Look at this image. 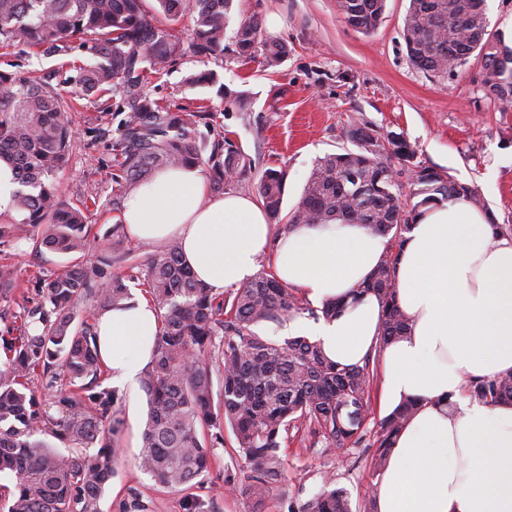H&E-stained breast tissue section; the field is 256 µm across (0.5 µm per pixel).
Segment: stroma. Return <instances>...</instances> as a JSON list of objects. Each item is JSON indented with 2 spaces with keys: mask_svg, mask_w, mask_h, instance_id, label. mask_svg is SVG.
Returning a JSON list of instances; mask_svg holds the SVG:
<instances>
[{
  "mask_svg": "<svg viewBox=\"0 0 512 512\" xmlns=\"http://www.w3.org/2000/svg\"><path fill=\"white\" fill-rule=\"evenodd\" d=\"M408 7L409 0H386L378 28L363 34L343 22L336 0H235L234 17L258 16L267 37L287 44L288 56L278 70L238 59L228 36L223 61L186 55L147 91L189 109L209 105L217 114L216 132L241 146L256 173L285 170L286 207L299 200L316 160L347 148L345 130L361 123L402 134L417 147L418 162L474 184L493 222L512 225V111H503L484 94L476 61L444 78L412 66L402 39ZM59 62L56 56L17 51L0 57V69L40 77L58 88L66 77ZM206 69L213 71V83L190 84L191 75ZM228 88L245 92L247 103L225 98ZM120 103L117 95L79 101L64 189L70 200H95L91 222L97 239H123L142 262L156 253V245L124 238L112 213V144L125 117ZM10 254L18 286L8 300L0 299V311L6 313L0 333L13 314L39 301L37 282L70 262L69 256L35 248L30 240L19 242ZM117 393L124 431L102 512H182V492L157 485L139 466L144 392L121 386ZM374 432V423H366L360 439L341 449L322 441L289 442L286 492L269 498L263 512H297L329 478L347 492L353 512H363L378 491L379 478L369 467ZM229 474L245 479L250 466L233 448H215L211 467L195 489L207 512H249L248 501L226 491Z\"/></svg>",
  "mask_w": 512,
  "mask_h": 512,
  "instance_id": "stroma-1",
  "label": "stroma"
}]
</instances>
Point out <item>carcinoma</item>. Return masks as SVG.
I'll return each instance as SVG.
<instances>
[{
	"mask_svg": "<svg viewBox=\"0 0 512 512\" xmlns=\"http://www.w3.org/2000/svg\"><path fill=\"white\" fill-rule=\"evenodd\" d=\"M0 0V50L64 55L70 43L89 45L94 61L61 63L76 72L74 99L67 101L48 83L0 70V160L7 161L20 188L14 213H0V255L13 243L31 239L49 251L82 255L89 245L88 201L66 199L63 175L72 155L74 101L119 94L127 117L113 143L119 173L112 177V211L121 213L126 195L167 167H201L217 193L234 184L254 186L269 223L290 230L301 224H362L392 244L357 293L375 294L382 308V330L374 355L340 366L321 345L305 336L273 339L253 330L281 327L294 315L336 316V301L313 309L274 273L224 295L197 280L185 265L181 247L171 241L143 269L146 297L160 313L154 360L142 387L148 419L141 436L139 463L156 484L184 491V512H205L188 492L208 471L210 448L231 445L251 465L252 475L231 492L261 506L285 479L283 447L293 434L309 433L332 446L358 439L371 415V388L377 355L405 336L409 319L396 300V265L403 234L427 206L463 200L481 205L478 189L446 172L417 162V150L403 135H385L360 124L346 131L354 145L315 164L296 205L283 212L286 172L264 171L252 184V162L220 135L207 142L197 135L211 127L214 113L172 108L143 87L167 74L191 52L205 59L224 55V32L233 0ZM386 0H336L339 15L358 32L380 24ZM189 16L192 39L185 43L175 25ZM402 36L409 62L443 77L467 62H480L484 92L512 107V45L502 33L490 34L485 0H410ZM238 57H261L267 69L279 67L286 47L263 37L258 17H243L234 31ZM413 172L403 184L393 176L392 159ZM117 243L98 249L90 268L75 261L39 280L43 299L17 315L20 323L0 336V474L15 476L0 485V512H101L100 501L115 475V448L122 432L118 395L103 385L107 373L98 354L93 324L78 306L114 308L129 299L119 271L127 253ZM17 288L16 270L0 264V299ZM38 327V333L30 332ZM221 376L214 392L212 364ZM38 377L43 397L29 388ZM470 396L512 403V373L470 381ZM58 410L43 411V398ZM407 401L375 422L371 469L380 474L394 438L410 419ZM71 445L60 456L44 436ZM96 452L91 453L89 449ZM298 512H352L341 488L326 487Z\"/></svg>",
	"mask_w": 512,
	"mask_h": 512,
	"instance_id": "1",
	"label": "carcinoma"
}]
</instances>
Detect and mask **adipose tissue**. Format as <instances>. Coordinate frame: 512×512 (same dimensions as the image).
<instances>
[{
	"mask_svg": "<svg viewBox=\"0 0 512 512\" xmlns=\"http://www.w3.org/2000/svg\"><path fill=\"white\" fill-rule=\"evenodd\" d=\"M121 219L135 241H178L215 290L251 281L270 255L283 283L317 302L345 299L335 318L288 322L326 357L354 365L374 347L381 305L356 290L387 240L360 224H312L273 234L260 202L212 194L197 167L164 168L125 196ZM397 302L406 336L384 350L382 403L417 410L382 472L376 512H512V404H488L469 380L512 372V239L496 237L487 212L458 200L425 211L404 240ZM159 315L146 298L96 312L100 356L113 384H135L153 358Z\"/></svg>",
	"mask_w": 512,
	"mask_h": 512,
	"instance_id": "adipose-tissue-1",
	"label": "adipose tissue"
}]
</instances>
